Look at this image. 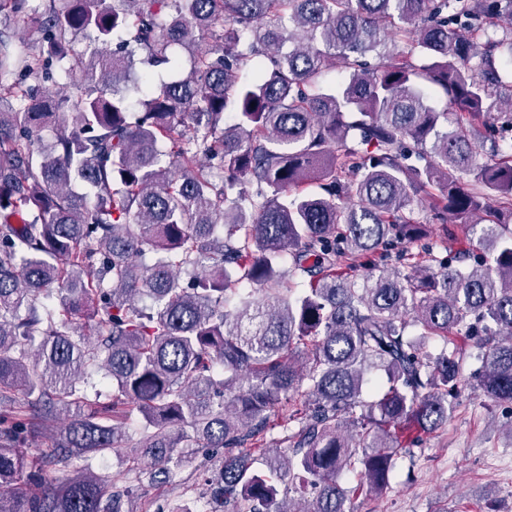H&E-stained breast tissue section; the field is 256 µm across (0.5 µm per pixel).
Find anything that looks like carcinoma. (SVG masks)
Returning a JSON list of instances; mask_svg holds the SVG:
<instances>
[{"mask_svg":"<svg viewBox=\"0 0 512 512\" xmlns=\"http://www.w3.org/2000/svg\"><path fill=\"white\" fill-rule=\"evenodd\" d=\"M0 13L40 34L0 38V512H138L133 487L177 486L179 447L220 457L160 512H348L466 385L512 404V0ZM336 66L344 83L321 92ZM150 67L173 78L156 87ZM75 75L78 95L43 91ZM352 131L362 148L336 150ZM431 224L476 246L384 263ZM94 375L109 401L82 389ZM116 448L108 486L89 461Z\"/></svg>","mask_w":512,"mask_h":512,"instance_id":"cac0c4a2","label":"carcinoma"}]
</instances>
